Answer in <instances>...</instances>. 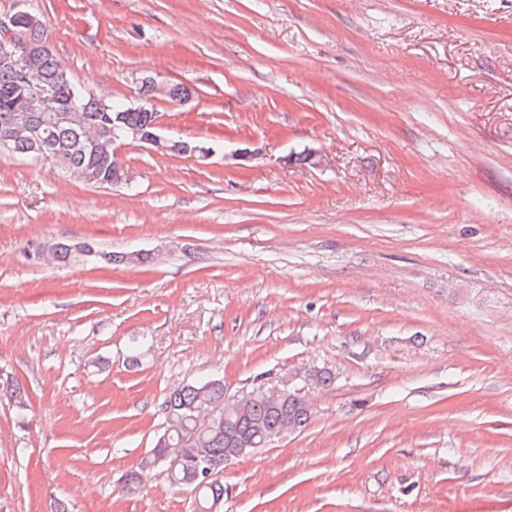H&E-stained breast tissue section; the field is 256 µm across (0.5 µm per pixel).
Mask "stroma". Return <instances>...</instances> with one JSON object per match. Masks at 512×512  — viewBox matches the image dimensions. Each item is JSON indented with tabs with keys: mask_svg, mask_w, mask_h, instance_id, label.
Here are the masks:
<instances>
[{
	"mask_svg": "<svg viewBox=\"0 0 512 512\" xmlns=\"http://www.w3.org/2000/svg\"><path fill=\"white\" fill-rule=\"evenodd\" d=\"M72 82L205 162L121 149L93 187L0 157V512H191L123 476L167 394L327 368L312 418L228 464L221 512H512V0H0ZM318 151L319 165L300 163ZM95 253L63 266L55 244ZM148 263L115 265L110 252Z\"/></svg>",
	"mask_w": 512,
	"mask_h": 512,
	"instance_id": "1",
	"label": "stroma"
}]
</instances>
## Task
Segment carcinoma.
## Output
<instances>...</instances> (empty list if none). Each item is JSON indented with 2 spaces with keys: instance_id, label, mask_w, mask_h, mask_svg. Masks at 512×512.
<instances>
[{
  "instance_id": "carcinoma-1",
  "label": "carcinoma",
  "mask_w": 512,
  "mask_h": 512,
  "mask_svg": "<svg viewBox=\"0 0 512 512\" xmlns=\"http://www.w3.org/2000/svg\"><path fill=\"white\" fill-rule=\"evenodd\" d=\"M36 51L32 57H24L22 66L29 74L28 82L38 88L44 86L51 92L48 111L31 115L19 104L23 95V76L12 62L0 59V139L9 138L6 150L15 158H39L29 137V123L43 124L40 138L51 146L47 160L63 173L78 181L99 186L113 187L128 184L119 181L126 177L124 164L112 156V127L127 130H149L156 122L157 113L148 104L106 103L92 93L84 92L81 106L75 108L70 101L75 88L66 70L54 53L47 25L30 30ZM186 88L181 84H169L161 89L146 82L143 96L173 99L183 95ZM336 375L326 369L308 368L288 375V396L274 402L266 397L267 390L257 385L248 391L249 398L224 408V379L209 378L205 381L184 384L174 388L163 403L167 428L155 447L177 448L183 455L181 464L170 474L171 483L185 486V481L196 473L200 461L199 450H204L212 470L219 473L224 466L237 460L239 448L231 443L238 437L250 443L247 452L252 453L266 446L271 438L284 428L301 432L309 424L311 406L307 391L330 387ZM219 409L221 415L209 425L196 424L199 409ZM193 429L197 441L192 447L180 444L185 429ZM155 457L141 461L140 468L125 475V488L134 493L140 488V469L152 465ZM224 498V484L214 478L200 491L199 506L207 507L214 500Z\"/></svg>"
}]
</instances>
